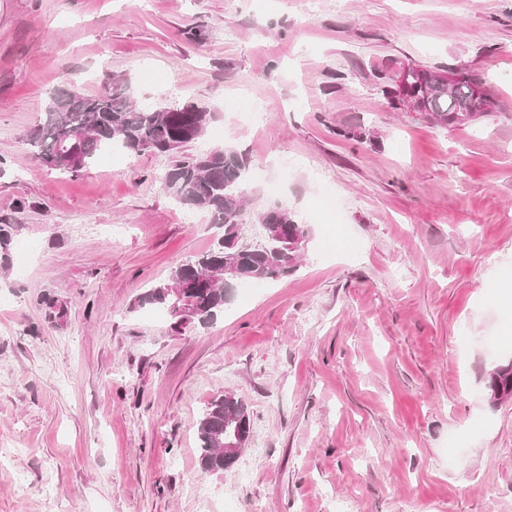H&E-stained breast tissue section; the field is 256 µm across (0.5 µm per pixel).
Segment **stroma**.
I'll list each match as a JSON object with an SVG mask.
<instances>
[{
    "instance_id": "35a3bbf8",
    "label": "stroma",
    "mask_w": 512,
    "mask_h": 512,
    "mask_svg": "<svg viewBox=\"0 0 512 512\" xmlns=\"http://www.w3.org/2000/svg\"><path fill=\"white\" fill-rule=\"evenodd\" d=\"M407 64L466 67L496 106L398 110ZM65 76L214 108L191 152L248 155V214L308 226L297 270L205 326L139 305L224 230L168 196V158L42 166L23 135ZM1 224L0 512H512V401L485 388L512 361L487 291L512 278V0H0ZM223 392L252 433L206 474ZM224 427H237L248 442L252 421L247 404L231 393L215 396L196 423L199 443V466L206 473H219L230 468L235 458H226L224 453L238 454L242 450L238 430L226 431ZM222 439L224 444L222 447Z\"/></svg>"
}]
</instances>
